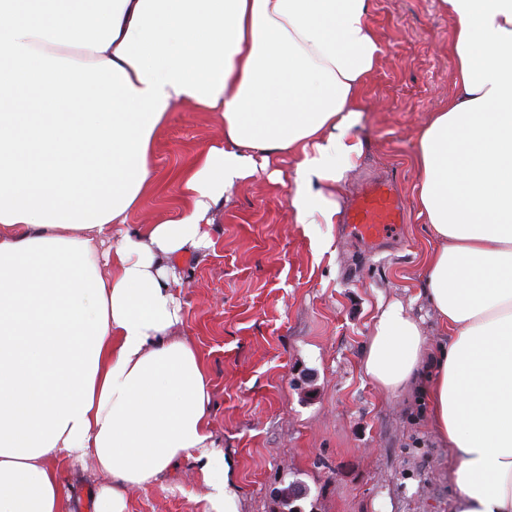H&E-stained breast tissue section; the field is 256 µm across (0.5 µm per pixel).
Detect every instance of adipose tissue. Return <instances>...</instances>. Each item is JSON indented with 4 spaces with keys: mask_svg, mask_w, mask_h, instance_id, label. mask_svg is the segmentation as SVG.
Segmentation results:
<instances>
[{
    "mask_svg": "<svg viewBox=\"0 0 512 512\" xmlns=\"http://www.w3.org/2000/svg\"><path fill=\"white\" fill-rule=\"evenodd\" d=\"M455 91L413 156L436 245L419 292L430 348L379 305L363 363L417 385L448 445L456 512H512V0H439ZM372 0H0V512H74L63 471L110 482L93 512L196 458L207 512H238L207 416L209 379L176 335L177 262L208 248L235 185L295 157L298 224H334L363 145L381 47ZM222 137L172 173L181 216L129 222L155 187L176 107ZM110 482L109 477L97 470L95 462L86 458L84 462L77 463L68 472V483L73 485L78 497L85 495L87 490L96 488Z\"/></svg>",
    "mask_w": 512,
    "mask_h": 512,
    "instance_id": "adipose-tissue-1",
    "label": "adipose tissue"
}]
</instances>
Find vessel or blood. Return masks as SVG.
<instances>
[{"label": "vessel or blood", "instance_id": "b4317fda", "mask_svg": "<svg viewBox=\"0 0 512 512\" xmlns=\"http://www.w3.org/2000/svg\"><path fill=\"white\" fill-rule=\"evenodd\" d=\"M403 203L388 179L367 182L349 209L346 222L353 232L370 244L380 243L401 223Z\"/></svg>", "mask_w": 512, "mask_h": 512}]
</instances>
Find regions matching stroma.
<instances>
[{
  "mask_svg": "<svg viewBox=\"0 0 512 512\" xmlns=\"http://www.w3.org/2000/svg\"><path fill=\"white\" fill-rule=\"evenodd\" d=\"M382 53L368 78L363 142L339 195L348 207L373 176L393 180L404 222L375 252L341 224L294 223L290 185L260 177L234 187L215 215L212 247L186 260L180 335L210 379L211 429L224 451L240 512H287L281 489L299 482V512H455L448 450L415 388L387 392L363 372L380 300L417 301L435 242L416 218L412 158L431 112L455 90L453 23L437 0H374ZM213 116L179 107L155 145L156 189L129 221L177 218L171 170L219 139ZM316 240L328 251L313 250ZM200 466L181 461L127 494V512H205Z\"/></svg>",
  "mask_w": 512,
  "mask_h": 512,
  "instance_id": "obj_1",
  "label": "stroma"
}]
</instances>
